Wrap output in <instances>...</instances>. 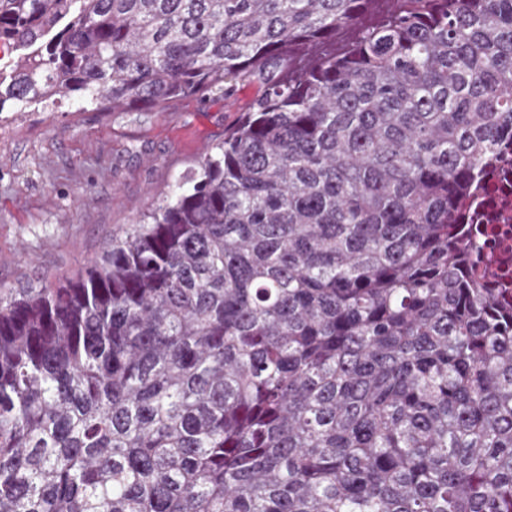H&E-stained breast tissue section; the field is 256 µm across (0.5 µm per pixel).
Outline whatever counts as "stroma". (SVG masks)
<instances>
[{
  "label": "stroma",
  "mask_w": 512,
  "mask_h": 512,
  "mask_svg": "<svg viewBox=\"0 0 512 512\" xmlns=\"http://www.w3.org/2000/svg\"><path fill=\"white\" fill-rule=\"evenodd\" d=\"M255 94L126 112L65 105L0 123V290L54 280L99 253L223 142Z\"/></svg>",
  "instance_id": "obj_1"
}]
</instances>
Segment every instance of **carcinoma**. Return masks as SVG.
<instances>
[{"instance_id": "obj_1", "label": "carcinoma", "mask_w": 512, "mask_h": 512, "mask_svg": "<svg viewBox=\"0 0 512 512\" xmlns=\"http://www.w3.org/2000/svg\"><path fill=\"white\" fill-rule=\"evenodd\" d=\"M5 112L257 94L0 293V512H512V303L464 208L512 0H0Z\"/></svg>"}]
</instances>
